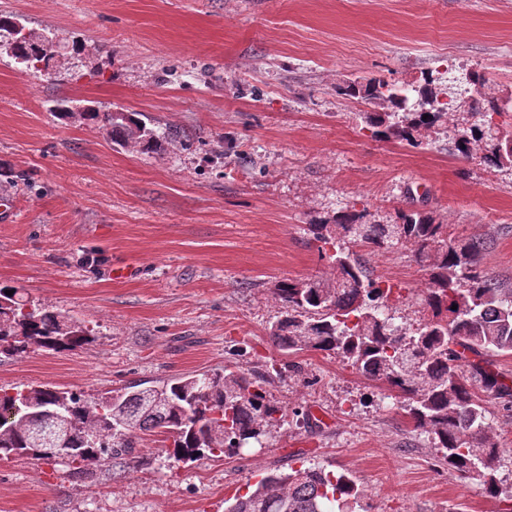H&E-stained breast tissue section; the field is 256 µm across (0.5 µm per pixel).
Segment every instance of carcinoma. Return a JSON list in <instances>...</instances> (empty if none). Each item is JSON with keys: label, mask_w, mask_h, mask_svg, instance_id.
Masks as SVG:
<instances>
[{"label": "carcinoma", "mask_w": 512, "mask_h": 512, "mask_svg": "<svg viewBox=\"0 0 512 512\" xmlns=\"http://www.w3.org/2000/svg\"><path fill=\"white\" fill-rule=\"evenodd\" d=\"M14 59L46 75L52 70L29 41L19 43ZM467 80L475 88L470 104L481 115L478 121H468L451 103L437 105L429 77L418 89L424 108L413 112L403 89L381 77L338 86L336 93L386 103L384 112L362 113L377 138L418 147L428 131L444 125L457 155L468 158L479 148L486 167L512 169V132L489 117L498 105L482 93L484 77L471 72ZM59 116L100 120L113 140L141 153H153L159 145V136L134 112H74L64 105ZM365 217V210L351 208L336 213L331 224L309 225L334 274L307 288L294 280L279 282L273 294L282 311L270 327L273 343L285 355L314 350L340 356L366 379L384 384L401 399L414 427L428 435L439 463L497 499L505 449L492 435L486 401L494 398L511 411L512 386L487 356L512 355V284L481 267L492 242L454 236L431 212L399 209L391 224L367 223ZM348 238L371 251L413 247L428 277L427 316L415 327L394 324L388 313L394 286L368 274L343 247ZM93 339V330L77 319L33 304L18 288L8 295L0 287V356L13 358L32 348L71 350ZM268 383V371L244 372L229 363L157 386H129L96 401L49 386L0 388V459L52 462L82 479L90 465L135 459L141 436L155 432L165 437L166 459L177 463L233 455L252 442L263 444L272 429L284 425V411ZM59 408L74 421L68 451L54 442L31 447L28 428L44 424L39 411ZM117 417L129 425H118ZM360 498L354 477L312 464L270 470L253 490L234 497L225 512H345Z\"/></svg>", "instance_id": "carcinoma-1"}]
</instances>
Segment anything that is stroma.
Wrapping results in <instances>:
<instances>
[{
    "mask_svg": "<svg viewBox=\"0 0 512 512\" xmlns=\"http://www.w3.org/2000/svg\"><path fill=\"white\" fill-rule=\"evenodd\" d=\"M4 11L79 47L83 64L48 78L0 54V286L96 335L0 360V387L90 399L233 360L287 368L269 384L286 422L264 447L169 467L153 435L134 466L78 482L0 460V512H217L266 471L314 463L353 475L370 512H501L438 463L382 383L333 354L283 356L269 327L279 281L331 273L309 224L353 205L375 224L432 211L453 235L491 240L481 266L512 282V172L457 157L441 129L417 148L374 138L367 104L336 93L382 76L415 108L425 75L445 101L470 96L476 71L512 130V0H0ZM65 99L143 114L162 152L60 118ZM356 252L401 286L396 324H417L427 277L411 248ZM120 266L132 276L113 279Z\"/></svg>",
    "mask_w": 512,
    "mask_h": 512,
    "instance_id": "35a3bbf8",
    "label": "stroma"
}]
</instances>
